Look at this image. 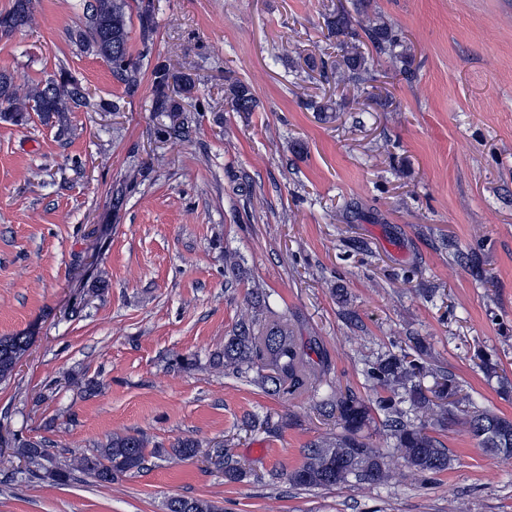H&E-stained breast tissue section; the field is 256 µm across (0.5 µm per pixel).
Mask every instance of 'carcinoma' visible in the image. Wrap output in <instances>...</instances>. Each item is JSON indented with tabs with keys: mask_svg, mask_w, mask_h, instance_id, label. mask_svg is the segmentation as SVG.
<instances>
[{
	"mask_svg": "<svg viewBox=\"0 0 512 512\" xmlns=\"http://www.w3.org/2000/svg\"><path fill=\"white\" fill-rule=\"evenodd\" d=\"M36 0H14L11 9L0 13V30L16 32L32 23ZM137 19L143 42L155 32L153 0H139ZM131 12L127 0H93L85 17V30L79 41L89 50L112 63L115 75L128 86L139 81L140 60L128 49ZM329 35L336 38L340 50L336 60V79L356 85L371 80L367 57L361 50L352 16L336 9L327 21ZM364 32L383 53L397 63L402 54L395 52L398 38L375 19L368 20ZM157 89L155 109L176 112L166 93L169 70L161 65L154 70ZM85 93L66 72L48 81L29 87L18 97L11 75L0 72V120L16 125L28 121L35 112L44 124L65 126L66 112L79 106ZM224 101L234 112H253L258 103L251 88L238 79L228 78L224 84ZM255 314L241 318L231 333L224 337V349L213 357L212 364L233 375L260 369L256 382L269 394H288L309 390L318 397L323 375L310 362V351L299 345L288 322L268 309L260 296L252 302ZM267 311L268 319L258 325L257 313ZM31 337L24 333L0 336V382L10 379L21 358L28 351ZM423 348L417 354H389L371 367V377L388 393L377 400V408L385 416L384 426L393 440L397 458L411 470L425 474L448 469L452 458L440 440L428 428L443 429L455 418L452 407L460 389L448 376L422 362ZM319 406L336 414L342 432L334 438L312 443L304 453L303 463L288 473V481L307 489H330L352 481L378 484L388 477L384 454L380 448L359 435L372 408L352 393H332L319 401ZM465 423L479 445L504 459L512 458V420L487 410L473 409L464 413ZM149 439L142 434H114L96 450L74 458L49 457L38 442L24 443L18 455L28 467L63 484L78 471L96 480L109 483L119 475L144 468L147 457L161 455L158 448L147 451ZM171 453L183 460L198 453V443L185 439L171 446ZM168 512H220L215 504L196 498L173 497Z\"/></svg>",
	"mask_w": 512,
	"mask_h": 512,
	"instance_id": "1",
	"label": "carcinoma"
}]
</instances>
